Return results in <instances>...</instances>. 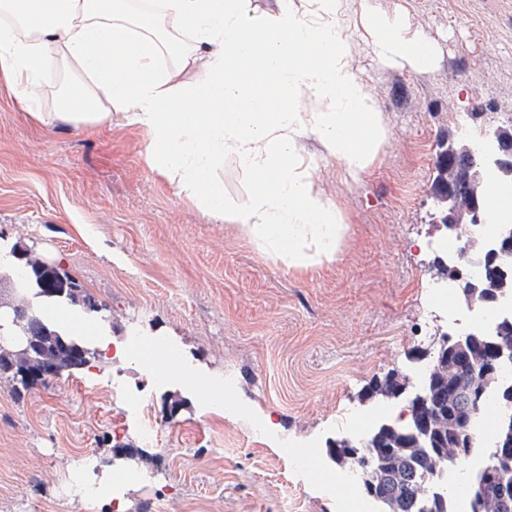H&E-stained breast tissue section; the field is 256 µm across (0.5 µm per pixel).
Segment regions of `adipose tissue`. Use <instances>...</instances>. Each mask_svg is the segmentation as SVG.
<instances>
[{"label": "adipose tissue", "instance_id": "ef3b65f1", "mask_svg": "<svg viewBox=\"0 0 512 512\" xmlns=\"http://www.w3.org/2000/svg\"><path fill=\"white\" fill-rule=\"evenodd\" d=\"M257 12L251 0H162L160 12L128 0H0V76L33 105L40 62L56 56L79 88L54 117L75 125L120 115L147 137L146 156L176 194L211 222L239 225L267 256L288 267L335 260L343 227L302 167L305 137L351 177L364 174L384 133L345 54L342 0H314V19L279 0ZM375 53L410 68L432 59L429 43L390 18L378 23ZM315 49L312 62L299 56ZM331 108L301 112L304 99ZM254 176L244 200L224 196L215 175L225 158Z\"/></svg>", "mask_w": 512, "mask_h": 512}]
</instances>
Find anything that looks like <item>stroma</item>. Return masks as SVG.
Masks as SVG:
<instances>
[{
  "label": "stroma",
  "instance_id": "obj_1",
  "mask_svg": "<svg viewBox=\"0 0 512 512\" xmlns=\"http://www.w3.org/2000/svg\"><path fill=\"white\" fill-rule=\"evenodd\" d=\"M431 44L430 66L378 58L376 19ZM347 57L384 138L361 178L303 141L315 189L346 227L334 262L288 269L236 225L214 224L146 160L120 116L93 128L36 122L0 83V243L35 249L97 305L95 330L175 348L186 370L155 378L138 352L48 385L0 376V512H107L77 496L73 462L142 449L127 512H341L329 440L399 402L368 401L390 370L475 325L458 295L437 307V145L512 120V0H343ZM40 111L72 69L41 64ZM231 382L216 402L189 377ZM160 433L145 442L144 420Z\"/></svg>",
  "mask_w": 512,
  "mask_h": 512
}]
</instances>
